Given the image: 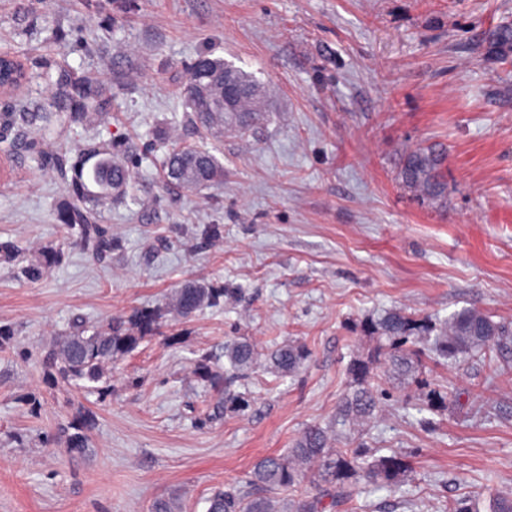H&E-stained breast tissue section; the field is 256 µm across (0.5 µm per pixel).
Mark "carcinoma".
<instances>
[{
  "label": "carcinoma",
  "instance_id": "obj_1",
  "mask_svg": "<svg viewBox=\"0 0 512 512\" xmlns=\"http://www.w3.org/2000/svg\"><path fill=\"white\" fill-rule=\"evenodd\" d=\"M487 54L505 63L512 61V22L501 21L484 33ZM47 94L30 103L24 112L6 113L16 135L28 141L38 166L63 185L68 202L58 213V222L78 229L83 249L99 258L112 251V238L99 227L100 209L124 196L135 185L134 152L123 141H87L77 151L57 142L63 133H76L112 110V87L96 76L56 63V73L43 74ZM183 123L200 138L219 137L230 126L240 134L251 131L262 117L261 86L250 73L224 61L213 51L199 53L186 68L182 90ZM171 147L164 152L162 180L167 186L201 190L224 179V164L205 147L187 143L163 131L149 150ZM444 156L432 147L409 151L401 167V179L420 196L444 195ZM62 251L50 248L40 263L22 268L36 279L56 266ZM224 289L191 284L176 292L175 310L188 317L205 306H214ZM161 309L136 312L130 319H112L98 326L77 324L48 358L49 367L68 381L97 383L105 367L133 352L149 335L158 331ZM371 342L366 354L353 357L347 367L348 385L338 401L336 424L368 427L377 417L385 385L394 376L406 381L404 389L424 390L419 409H432L449 393L430 387L423 379L421 356L432 353L450 363L502 351L512 339V327L493 320L487 313L464 308L437 324L402 309H389L365 326ZM228 368H212L209 358L197 365L200 380L218 396L230 397L228 387L247 375L256 364L252 343L234 338L224 343ZM304 346L285 343L268 353V360L282 376H295L305 366ZM412 472L409 457L401 452H382L362 438H353L343 448L330 445L328 432L320 425L306 427L283 455H270L254 466L246 485L214 491L208 512H332L355 497L381 488L399 490ZM317 489L313 495H298L278 507L258 490L293 491L303 483ZM448 512H512V497L491 492L480 501L461 498L448 505Z\"/></svg>",
  "mask_w": 512,
  "mask_h": 512
}]
</instances>
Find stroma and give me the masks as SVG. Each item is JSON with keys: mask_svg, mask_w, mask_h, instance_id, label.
Instances as JSON below:
<instances>
[{"mask_svg": "<svg viewBox=\"0 0 512 512\" xmlns=\"http://www.w3.org/2000/svg\"><path fill=\"white\" fill-rule=\"evenodd\" d=\"M512 20V0H0V50L25 64L16 112L41 96L46 62L111 83L112 116L80 140L134 148L158 120L181 124L186 66L204 49L252 73L265 119L225 130L224 179L166 190L143 160L137 197L102 211L116 246L95 260L57 222L67 196L21 143L0 172V512H206L220 486L244 487L261 458L303 429L335 424L346 366L365 353L363 321L394 307L445 319L474 308L512 323V64L486 58L482 34ZM444 153V198L399 176L406 151ZM63 252L43 278L17 268ZM203 281L223 301L189 318L178 288ZM165 309L159 333L83 389L45 360L74 321L99 325ZM259 354L292 341L310 352L295 376L258 363L217 403L194 374L224 343ZM455 397L417 412L390 390L364 434L409 456L405 493L357 499V512H447L486 488L512 494V367L426 361ZM85 448L69 450L73 436Z\"/></svg>", "mask_w": 512, "mask_h": 512, "instance_id": "1", "label": "stroma"}]
</instances>
